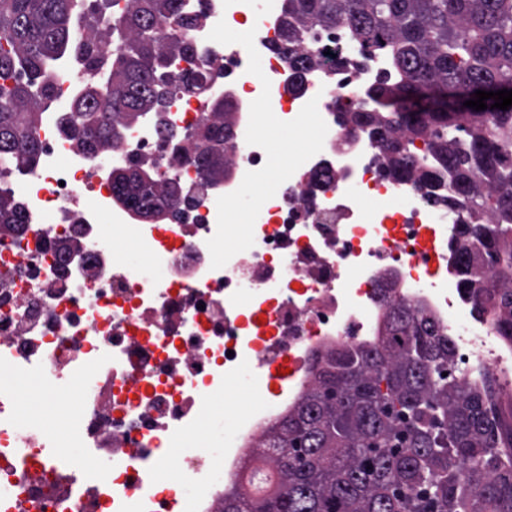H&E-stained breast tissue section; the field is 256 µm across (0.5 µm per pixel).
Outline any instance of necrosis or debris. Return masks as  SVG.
<instances>
[{
	"label": "necrosis or debris",
	"instance_id": "necrosis-or-debris-1",
	"mask_svg": "<svg viewBox=\"0 0 512 512\" xmlns=\"http://www.w3.org/2000/svg\"><path fill=\"white\" fill-rule=\"evenodd\" d=\"M199 17L190 39L216 65L182 59L176 73L203 74L211 91L237 103L224 154V190L203 185L186 133L210 122V100L178 94L165 114L177 138L148 118L95 151L60 130L83 94L93 64L83 52L52 62L44 74L51 102L37 138V166L14 176L24 222L0 230V369L38 373L57 395L73 384L81 464L106 463L95 496L29 462L41 457L57 420L23 429L14 395L0 391V489L16 512H219L225 481L254 478L245 464L313 381L315 357L369 343L386 302L422 305L448 330L454 376L492 381L512 404V342L478 315L458 283L455 245L460 208L434 204L412 182L383 175L363 138L347 136L336 107L358 104L379 71L334 67L309 73L301 93L277 49L281 0H185ZM250 24L252 39L219 34ZM303 136L309 149L286 182L265 192L269 140L262 114ZM159 162L181 197L163 221L137 219L112 202L105 164ZM253 194L241 216L240 192ZM132 238L161 265L150 275L116 250ZM250 367L260 403L227 406L232 434L221 451L208 441L211 409ZM191 478L190 490L157 484L161 456Z\"/></svg>",
	"mask_w": 512,
	"mask_h": 512
}]
</instances>
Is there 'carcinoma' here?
Instances as JSON below:
<instances>
[{
    "instance_id": "cac0c4a2",
    "label": "carcinoma",
    "mask_w": 512,
    "mask_h": 512,
    "mask_svg": "<svg viewBox=\"0 0 512 512\" xmlns=\"http://www.w3.org/2000/svg\"><path fill=\"white\" fill-rule=\"evenodd\" d=\"M181 0H127L106 12L128 34L102 77L112 111L85 93L64 132L95 150L146 115L163 120L177 91L204 92L193 75L172 80L176 57L194 54L197 17ZM79 0H0V226L21 223L22 200L8 186L34 168L39 153V103L47 63L72 48L108 37L101 29L80 40ZM279 53L288 69L328 63L310 50L312 38L342 32L338 67L377 52L384 67L365 90L361 110L340 111L347 134L368 129L379 170L408 179L430 197L465 212L457 248L459 288L499 335L512 341V106L482 111L388 112L373 97L412 103L424 94L475 99V91L512 85V0H283ZM181 39L155 38L161 23ZM216 120L187 136L203 150L196 163L224 179V125L235 104L212 98ZM424 145L416 150L415 142ZM113 203L141 218L162 213L157 196L173 200L177 182L145 184L139 171L119 168ZM448 331L424 309L388 306L378 337L319 359L310 389L267 435L261 454L278 474L262 494L240 482L224 494L220 512H512V464L497 445L512 443V406L496 410L487 389L450 373Z\"/></svg>"
}]
</instances>
